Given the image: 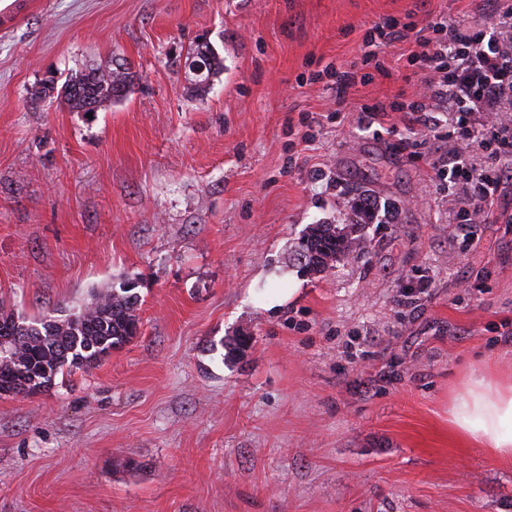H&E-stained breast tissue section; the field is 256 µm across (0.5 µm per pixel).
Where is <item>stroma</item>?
I'll list each match as a JSON object with an SVG mask.
<instances>
[{
  "instance_id": "stroma-1",
  "label": "stroma",
  "mask_w": 512,
  "mask_h": 512,
  "mask_svg": "<svg viewBox=\"0 0 512 512\" xmlns=\"http://www.w3.org/2000/svg\"><path fill=\"white\" fill-rule=\"evenodd\" d=\"M0 28V302L57 317L137 282L141 333L37 394L0 396V512H512V461L458 443L448 406L473 369L512 374V158L489 221L460 229L429 158L397 151L406 102L362 64L366 30L482 0H20ZM206 37L205 95L179 59ZM126 58L127 97L93 115L32 102L47 75ZM397 133H390V126ZM403 204L357 259H293L349 196ZM288 299L264 309L265 294ZM251 348L225 357L222 339Z\"/></svg>"
}]
</instances>
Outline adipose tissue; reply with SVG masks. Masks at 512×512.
Listing matches in <instances>:
<instances>
[{"label":"adipose tissue","instance_id":"adipose-tissue-1","mask_svg":"<svg viewBox=\"0 0 512 512\" xmlns=\"http://www.w3.org/2000/svg\"><path fill=\"white\" fill-rule=\"evenodd\" d=\"M449 425L470 446L512 459V383L472 373L450 409Z\"/></svg>","mask_w":512,"mask_h":512}]
</instances>
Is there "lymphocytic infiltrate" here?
<instances>
[{"label": "lymphocytic infiltrate", "instance_id": "f902f5d3", "mask_svg": "<svg viewBox=\"0 0 512 512\" xmlns=\"http://www.w3.org/2000/svg\"><path fill=\"white\" fill-rule=\"evenodd\" d=\"M406 43V61L419 74L424 94L409 103L376 102L359 109L357 122L372 127L379 114L400 112L410 129L431 130L434 104H447L457 115L463 140L449 139L446 155L436 162L437 172L449 186H461L460 222L486 221V207L500 184L496 166L502 155L512 154V40L499 37L493 27H463L440 16L423 27L389 23L367 31L364 63L381 73L389 68L376 51L377 42ZM481 151L484 165H474L471 151Z\"/></svg>", "mask_w": 512, "mask_h": 512}]
</instances>
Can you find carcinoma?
<instances>
[{
	"label": "carcinoma",
	"mask_w": 512,
	"mask_h": 512,
	"mask_svg": "<svg viewBox=\"0 0 512 512\" xmlns=\"http://www.w3.org/2000/svg\"><path fill=\"white\" fill-rule=\"evenodd\" d=\"M186 60H199L197 91L206 92L212 77L224 69V61L209 44L197 41ZM131 66L119 62L103 69L91 64L62 85L60 96L75 112H95L126 96L131 83ZM362 223L312 224L299 244L305 256L303 267L312 274L332 269L366 248L358 235ZM140 298L136 282L125 280L95 291L90 302L65 317L28 320L13 310L0 307V345L8 352V362L0 363V395H31L44 391L64 372L87 369L140 334ZM231 357L242 356L250 348L248 337L234 336L221 342Z\"/></svg>",
	"instance_id": "1"
}]
</instances>
